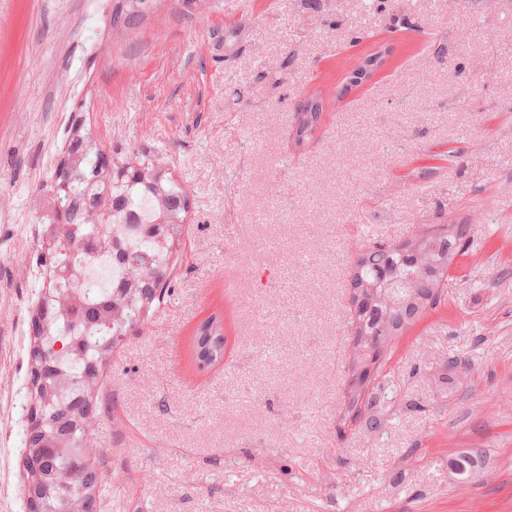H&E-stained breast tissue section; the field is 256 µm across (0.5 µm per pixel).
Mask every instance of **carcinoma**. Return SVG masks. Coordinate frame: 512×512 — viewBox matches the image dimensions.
<instances>
[{
	"instance_id": "carcinoma-1",
	"label": "carcinoma",
	"mask_w": 512,
	"mask_h": 512,
	"mask_svg": "<svg viewBox=\"0 0 512 512\" xmlns=\"http://www.w3.org/2000/svg\"><path fill=\"white\" fill-rule=\"evenodd\" d=\"M156 0H115L112 32L136 33L142 17ZM323 99L312 95L295 113L293 140L304 144L314 131L323 112ZM72 174L68 181H56L51 201V235H60L48 249L51 269L68 272L50 281V293L69 303V315L60 317L38 334L39 344L32 355L46 352L52 356L55 375L64 388L53 404L42 408L45 425L30 428L25 443L39 449H56L42 455L40 468L45 481L33 486L39 512H68L71 504L83 512H95L92 494L96 475L92 466L70 474L68 445L87 436L84 427L73 423L66 404L77 401L79 410L91 408L86 362L96 360L127 331L144 321L142 294L163 301L171 292L166 272L173 255L162 247L157 235L172 238L180 232L181 214L187 211L188 195L180 183L162 177L142 181L127 176L110 177L107 167L117 170L131 164L152 171L155 164L142 154H130L114 162L112 155L82 137L69 144ZM99 207V228L85 222L84 214ZM467 224H432L425 233H415L395 245L373 243L365 247L355 261L349 280V320L352 347L347 371L348 390L344 395L342 419L355 422L361 418L372 431L380 429V417L370 413L374 385L380 370L389 360L393 344L404 328L423 312L440 302L448 287V270L461 255L468 240ZM117 244L115 255L122 264L123 276L108 288L102 284H80L85 271L86 254L102 251L101 242ZM62 348L55 349L56 343ZM193 360L201 364L224 357V332L220 317L213 315L202 322L191 339Z\"/></svg>"
}]
</instances>
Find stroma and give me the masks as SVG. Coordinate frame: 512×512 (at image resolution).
I'll return each instance as SVG.
<instances>
[{"label":"stroma","mask_w":512,"mask_h":512,"mask_svg":"<svg viewBox=\"0 0 512 512\" xmlns=\"http://www.w3.org/2000/svg\"><path fill=\"white\" fill-rule=\"evenodd\" d=\"M111 13L0 0V512H26L37 259L76 131L190 199L170 295L91 390L97 512H512V0H157L122 43ZM422 224L469 245L376 379L382 429L340 425L352 263ZM323 99L312 95L300 106L295 113V126L293 128V140L296 146L304 144L314 131L323 112ZM191 355L194 362L207 365L224 357V332L220 317L216 314L202 322L191 339Z\"/></svg>","instance_id":"1"}]
</instances>
